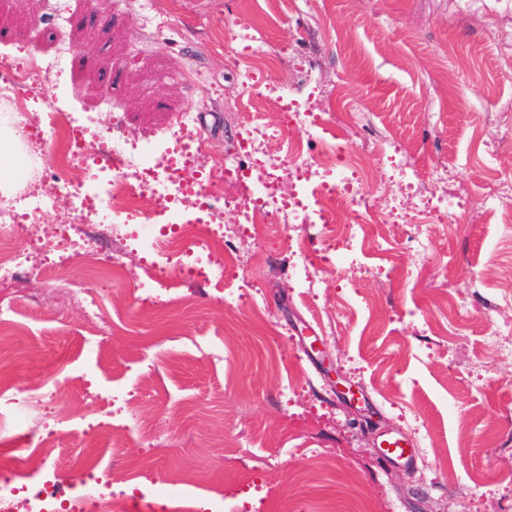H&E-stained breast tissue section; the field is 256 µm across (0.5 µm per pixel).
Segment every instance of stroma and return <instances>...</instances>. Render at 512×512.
Listing matches in <instances>:
<instances>
[{
    "mask_svg": "<svg viewBox=\"0 0 512 512\" xmlns=\"http://www.w3.org/2000/svg\"><path fill=\"white\" fill-rule=\"evenodd\" d=\"M8 5L0 57L36 39L58 68L28 111L12 112L26 153L39 149L32 127L56 97L140 142L165 140L192 114L206 174L223 167L252 117L283 129L272 150L289 161L284 113L244 79L261 8ZM55 23L60 41L44 39ZM280 47L267 84L359 112L348 138L370 160L374 209L406 195L379 164L394 148L420 189L464 192L466 211L445 224L416 213L374 224L356 252L314 224H264L250 236L228 210L224 238L237 259L223 285L179 278L162 304L143 301L141 253L122 233L97 242L102 254L120 252L119 280L69 257L48 284L23 262L18 282L0 284V304L25 331L12 350L14 390L46 403L23 441L0 435V451L26 454L54 431L55 476L67 482L75 432L90 430L113 473L137 465L153 486L142 498L115 485L136 512H164L186 476L199 496L225 495L223 512H234L238 491L249 512H512V223L487 220L483 195L487 163L512 178V0H281L262 49ZM417 236L426 250L406 259ZM304 259L309 285L295 274ZM78 289L111 320V335H92ZM384 431L417 443L413 468L375 454Z\"/></svg>",
    "mask_w": 512,
    "mask_h": 512,
    "instance_id": "1",
    "label": "stroma"
}]
</instances>
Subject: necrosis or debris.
I'll use <instances>...</instances> for the list:
<instances>
[{
  "label": "necrosis or debris",
  "instance_id": "necrosis-or-debris-1",
  "mask_svg": "<svg viewBox=\"0 0 512 512\" xmlns=\"http://www.w3.org/2000/svg\"><path fill=\"white\" fill-rule=\"evenodd\" d=\"M47 81L34 44L0 62V82L16 90L19 109H26L30 90ZM275 103L299 132L290 148L294 159L287 165L274 159L269 149L273 131L253 120L245 125L246 156L255 179L239 187L236 223L254 233L260 224L284 218L292 224L323 225L338 240H364L368 225L378 218L365 203L370 168L361 153L340 142L343 127L357 121V113L339 116L283 93ZM40 123L41 139L63 148L50 151L45 175L25 191L23 208L0 203V281L18 275L17 239L36 236L44 207L61 192L79 203L78 219L61 226L60 242L71 256L101 263L108 275L122 276L120 258L99 256L92 247L94 234H110L112 225L87 229L106 210L126 227L149 221L168 226L167 234L139 242L148 257L147 271L163 267L175 278L184 272L186 258L196 256L210 261L215 278H223L220 257L228 252L221 203L225 172L200 181L196 159L202 146L188 128H180L172 144L159 146L133 143L120 134L103 137L98 117L78 118L59 108L45 112ZM285 178L310 185V196L284 194L280 183ZM50 460L48 450L40 447L0 464V512H122L107 494L112 468L102 458L76 457L72 465L78 475L65 484L42 478Z\"/></svg>",
  "mask_w": 512,
  "mask_h": 512
}]
</instances>
